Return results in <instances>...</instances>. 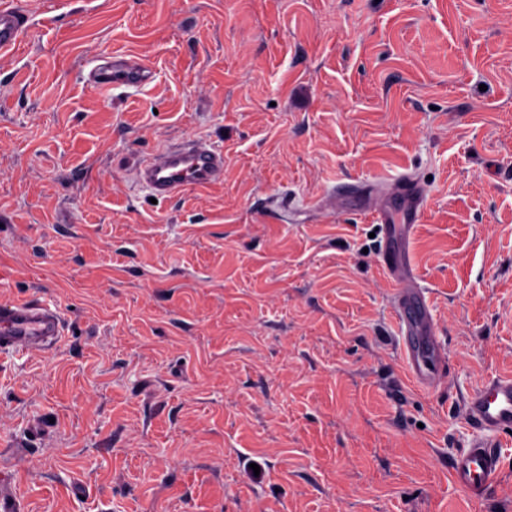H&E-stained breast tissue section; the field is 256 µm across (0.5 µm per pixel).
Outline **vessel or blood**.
<instances>
[{"label":"vessel or blood","instance_id":"b4317fda","mask_svg":"<svg viewBox=\"0 0 512 512\" xmlns=\"http://www.w3.org/2000/svg\"><path fill=\"white\" fill-rule=\"evenodd\" d=\"M23 11L11 0H0V55L16 51L26 31ZM152 78L151 69L134 59H123L108 70H95L89 83L101 91L117 85H140ZM138 177L160 198L179 195L187 188H208L224 181V153L192 140L166 147L142 162ZM341 199L380 226L379 267L395 296V316L402 354L410 378L432 391L448 374V353L439 325L420 284V273L410 255V243L427 205L423 184L411 173L387 186L369 182L343 187ZM62 334L58 311L34 301L0 299V349L21 353L55 346ZM463 414L476 436L453 455L450 475L471 499L485 498L502 480L507 444L502 434L512 430V375L492 378L469 392Z\"/></svg>","mask_w":512,"mask_h":512}]
</instances>
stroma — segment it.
Instances as JSON below:
<instances>
[{"mask_svg":"<svg viewBox=\"0 0 512 512\" xmlns=\"http://www.w3.org/2000/svg\"><path fill=\"white\" fill-rule=\"evenodd\" d=\"M17 2L0 298L63 317L57 346L0 351L24 512H512V454L479 502L448 470L464 396L512 374V0ZM116 54L152 81L87 85ZM187 139L223 150V184L153 200L140 162ZM405 173L432 393L378 224L328 201Z\"/></svg>","mask_w":512,"mask_h":512,"instance_id":"35a3bbf8","label":"stroma"}]
</instances>
